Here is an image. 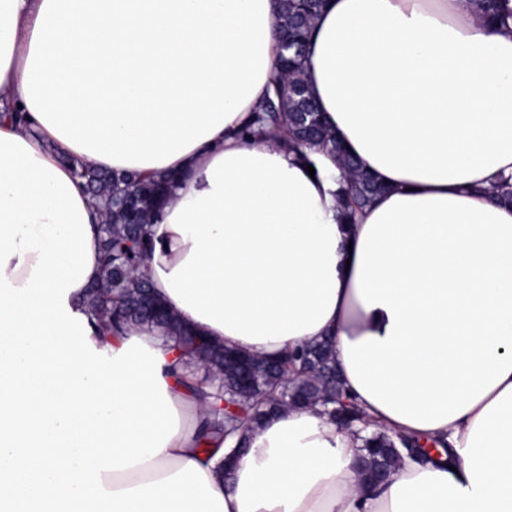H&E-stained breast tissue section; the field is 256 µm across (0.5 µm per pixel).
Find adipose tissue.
Returning <instances> with one entry per match:
<instances>
[{
	"label": "adipose tissue",
	"mask_w": 512,
	"mask_h": 512,
	"mask_svg": "<svg viewBox=\"0 0 512 512\" xmlns=\"http://www.w3.org/2000/svg\"><path fill=\"white\" fill-rule=\"evenodd\" d=\"M490 26L470 0H329L306 80L360 168L388 190L341 218V172L315 174L284 132L244 139L275 70L281 0H0V132L61 173L69 159L176 175L144 273L197 332L259 357L324 338L374 430L447 442L384 484L322 406L251 425L229 472L198 449L209 402L149 327L179 431L105 489L206 473L227 512H512V0Z\"/></svg>",
	"instance_id": "obj_1"
}]
</instances>
